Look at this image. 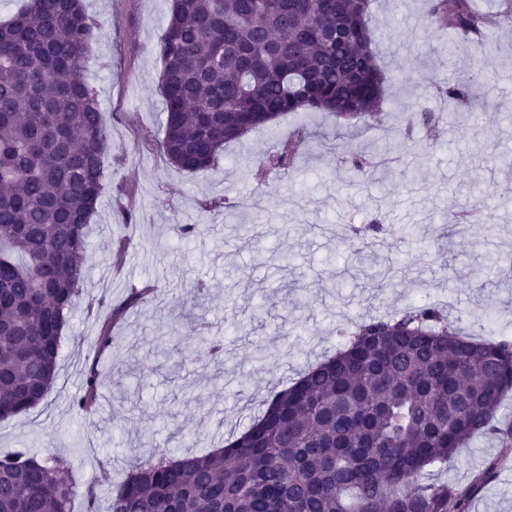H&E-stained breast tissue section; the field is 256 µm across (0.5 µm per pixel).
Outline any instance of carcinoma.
<instances>
[{
  "mask_svg": "<svg viewBox=\"0 0 512 512\" xmlns=\"http://www.w3.org/2000/svg\"><path fill=\"white\" fill-rule=\"evenodd\" d=\"M371 0H172L158 53L164 137H140L180 171L204 174L224 146L288 112L364 124L385 75L368 24ZM431 24L469 35L498 23L472 0H427ZM98 25L82 0H28L0 23V421L43 401L61 332L85 277L90 223L104 180L107 133L84 77ZM302 140L270 151L265 182L293 167ZM358 176L372 172L360 151ZM38 282L40 288L32 287ZM103 322L95 351L112 347ZM201 352L224 353L218 336ZM102 386L87 368L72 407L91 418ZM512 391V342L459 335L432 306L362 321L336 355L268 392L250 426L207 454L169 448L135 464L108 512H468L466 498L424 472L496 431ZM65 461L28 448L0 456V512H71L78 489L56 484Z\"/></svg>",
  "mask_w": 512,
  "mask_h": 512,
  "instance_id": "obj_1",
  "label": "carcinoma"
}]
</instances>
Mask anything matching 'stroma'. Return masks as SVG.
<instances>
[{
    "label": "stroma",
    "instance_id": "stroma-1",
    "mask_svg": "<svg viewBox=\"0 0 512 512\" xmlns=\"http://www.w3.org/2000/svg\"><path fill=\"white\" fill-rule=\"evenodd\" d=\"M100 26L86 80L97 92L109 133L105 179L84 257L81 286L61 335L55 384L34 409L0 422V454L32 448L66 462L68 481L95 485L98 512L133 463L155 450L203 454L243 431L270 390L333 355L356 323L411 306L437 305L456 328L512 341V203L471 204L468 224L448 216L480 181L486 195L512 188V18L484 35L481 61L442 47L448 31L431 26L425 0H372L369 26L386 76L373 127L325 112L288 114L228 145L215 169L189 174L159 150L165 112L156 52L170 0H85ZM481 80L467 101L435 85ZM442 117L436 131L415 120ZM303 134L293 170L257 184L250 177L278 142ZM438 147H431V139ZM386 154L392 166L355 182L346 160L356 151ZM220 209L208 208L212 198ZM380 222L371 246L350 229ZM176 224L202 225L191 242ZM127 245L117 268L111 254ZM210 291L196 299L191 285ZM158 298L127 309L112 326L102 409L73 410L102 321L132 292ZM224 339V356L204 357L199 331ZM109 472L111 483L100 482ZM431 478L465 495L468 512H512V446L498 435L473 439Z\"/></svg>",
    "mask_w": 512,
    "mask_h": 512
}]
</instances>
